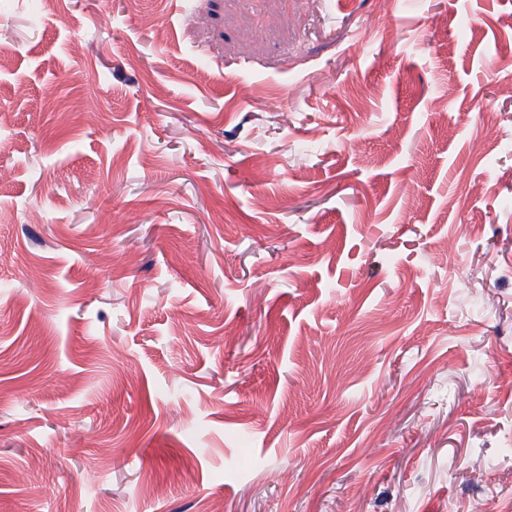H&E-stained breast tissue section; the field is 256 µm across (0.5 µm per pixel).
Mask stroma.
Instances as JSON below:
<instances>
[{"label": "stroma", "instance_id": "obj_1", "mask_svg": "<svg viewBox=\"0 0 512 512\" xmlns=\"http://www.w3.org/2000/svg\"><path fill=\"white\" fill-rule=\"evenodd\" d=\"M507 83L512 0H0V512H512Z\"/></svg>", "mask_w": 512, "mask_h": 512}]
</instances>
